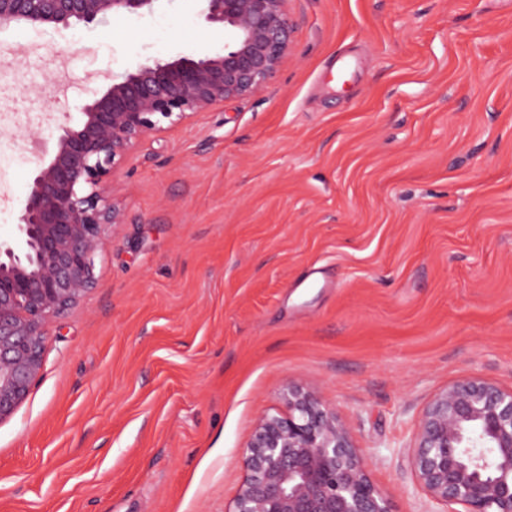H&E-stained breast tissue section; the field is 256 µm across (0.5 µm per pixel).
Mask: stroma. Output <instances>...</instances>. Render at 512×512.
<instances>
[{
    "instance_id": "obj_1",
    "label": "stroma",
    "mask_w": 512,
    "mask_h": 512,
    "mask_svg": "<svg viewBox=\"0 0 512 512\" xmlns=\"http://www.w3.org/2000/svg\"><path fill=\"white\" fill-rule=\"evenodd\" d=\"M262 90L144 138L96 281L0 423V512H231L241 451L312 389L392 512H464L410 464L449 384L512 388V0H289ZM199 0L14 25L0 238L103 75L222 51Z\"/></svg>"
}]
</instances>
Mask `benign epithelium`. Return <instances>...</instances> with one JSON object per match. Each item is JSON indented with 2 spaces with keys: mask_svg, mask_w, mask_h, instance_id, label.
I'll return each instance as SVG.
<instances>
[{
  "mask_svg": "<svg viewBox=\"0 0 512 512\" xmlns=\"http://www.w3.org/2000/svg\"><path fill=\"white\" fill-rule=\"evenodd\" d=\"M159 0H0V29L67 28L142 16ZM227 27L222 52L155 61L110 78L75 123L59 126L22 203L16 234L0 239V423L40 373L47 320L91 288L109 225L122 223L110 181L143 138L229 97L258 92L289 53L288 0H202ZM286 413L262 416L243 452L246 476L231 512H389L336 412L289 383ZM419 485L465 512H512V389L480 378L448 385L424 410L410 456Z\"/></svg>",
  "mask_w": 512,
  "mask_h": 512,
  "instance_id": "obj_1",
  "label": "benign epithelium"
}]
</instances>
